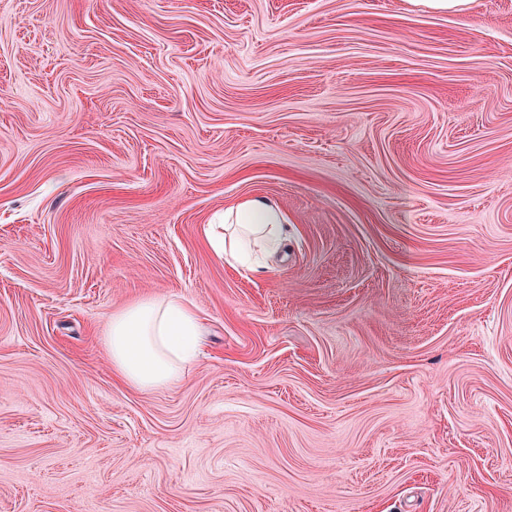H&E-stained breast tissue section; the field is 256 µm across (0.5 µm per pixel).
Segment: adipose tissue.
I'll use <instances>...</instances> for the list:
<instances>
[{"label":"adipose tissue","instance_id":"ef3b65f1","mask_svg":"<svg viewBox=\"0 0 512 512\" xmlns=\"http://www.w3.org/2000/svg\"><path fill=\"white\" fill-rule=\"evenodd\" d=\"M286 214L265 198H252L224 212V220L207 225L214 254L244 263L254 248L277 251L283 243ZM200 318L183 299L167 295L145 298L113 312L104 335L113 371L130 387L159 390L181 379L199 355Z\"/></svg>","mask_w":512,"mask_h":512}]
</instances>
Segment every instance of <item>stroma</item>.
<instances>
[{
    "label": "stroma",
    "mask_w": 512,
    "mask_h": 512,
    "mask_svg": "<svg viewBox=\"0 0 512 512\" xmlns=\"http://www.w3.org/2000/svg\"><path fill=\"white\" fill-rule=\"evenodd\" d=\"M0 512H512V0H0ZM414 7H425L426 10L437 13H462L470 0H407ZM282 207L266 198L248 199L224 210V222L207 224L205 235L214 254L221 260L245 263L253 247L263 252L277 251L283 243ZM200 318L183 299L145 298L112 313L104 343L112 370L130 387L159 390L181 379L199 355Z\"/></svg>",
    "instance_id": "1"
}]
</instances>
